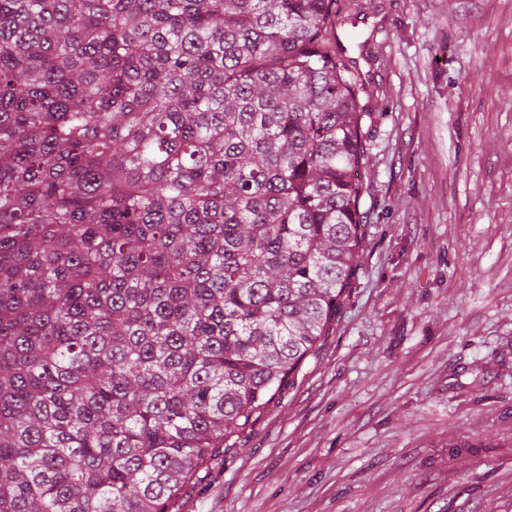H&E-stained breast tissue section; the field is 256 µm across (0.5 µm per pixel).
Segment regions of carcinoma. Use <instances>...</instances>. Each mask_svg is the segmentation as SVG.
Masks as SVG:
<instances>
[{
  "label": "carcinoma",
  "instance_id": "1",
  "mask_svg": "<svg viewBox=\"0 0 512 512\" xmlns=\"http://www.w3.org/2000/svg\"><path fill=\"white\" fill-rule=\"evenodd\" d=\"M337 0H0V512H168L359 270Z\"/></svg>",
  "mask_w": 512,
  "mask_h": 512
}]
</instances>
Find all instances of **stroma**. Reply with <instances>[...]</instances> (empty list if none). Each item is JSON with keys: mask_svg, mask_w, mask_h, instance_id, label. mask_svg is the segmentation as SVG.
I'll list each match as a JSON object with an SVG mask.
<instances>
[{"mask_svg": "<svg viewBox=\"0 0 512 512\" xmlns=\"http://www.w3.org/2000/svg\"><path fill=\"white\" fill-rule=\"evenodd\" d=\"M359 270L170 512H512V0H339Z\"/></svg>", "mask_w": 512, "mask_h": 512, "instance_id": "obj_1", "label": "stroma"}]
</instances>
